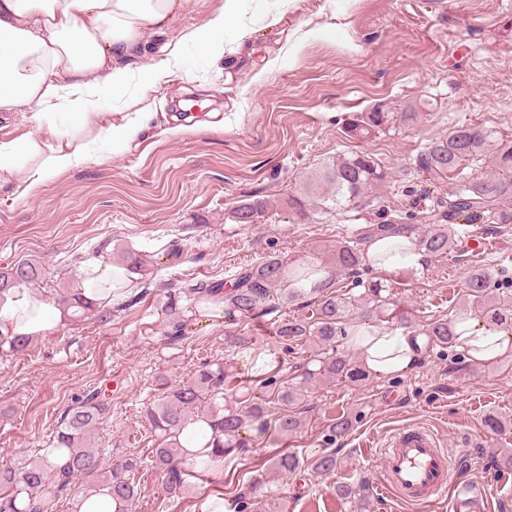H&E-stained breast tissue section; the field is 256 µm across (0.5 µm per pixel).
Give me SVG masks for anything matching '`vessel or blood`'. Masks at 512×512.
Segmentation results:
<instances>
[{
  "label": "vessel or blood",
  "mask_w": 512,
  "mask_h": 512,
  "mask_svg": "<svg viewBox=\"0 0 512 512\" xmlns=\"http://www.w3.org/2000/svg\"><path fill=\"white\" fill-rule=\"evenodd\" d=\"M382 455L378 489L387 498L432 505L447 500L454 512L485 500V477L460 482L458 458L449 455L425 426L409 423L396 428L383 443Z\"/></svg>",
  "instance_id": "1"
}]
</instances>
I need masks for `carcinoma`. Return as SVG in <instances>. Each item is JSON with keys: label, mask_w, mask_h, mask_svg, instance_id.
<instances>
[{"label": "carcinoma", "mask_w": 512, "mask_h": 512, "mask_svg": "<svg viewBox=\"0 0 512 512\" xmlns=\"http://www.w3.org/2000/svg\"><path fill=\"white\" fill-rule=\"evenodd\" d=\"M432 107L431 100L421 98L416 106L391 104L386 112L370 108L352 116L346 133L365 139L379 132L395 131L421 121ZM487 154L491 155L490 167L477 175L465 172L467 162L481 160ZM415 166L430 182L448 181V197L435 200L425 227L386 219L365 225L353 239L337 242L330 260L321 265L292 263L270 256L241 268L228 284L198 281L178 289V294L192 306L205 308L221 298L227 313L243 317H262L282 305H296L308 297L315 300L316 309L309 317L277 320L280 340L311 349L307 361L298 366L296 376L277 382L274 370L278 356L271 357L262 349L254 352L259 383L265 388L278 385L270 396H253L241 407L227 400L224 364L213 363L199 370L192 380L164 388L147 407L145 422L155 434L156 442L152 464L163 472L168 493L184 494L195 473L228 467L227 457L232 450L247 447V439L241 436L245 429L256 430L266 441L296 437L303 427V419L293 411V406L304 397L311 383L355 384L366 380L367 370L349 351L339 348L337 337L345 335L346 325L357 315L365 321L389 320L397 316L400 307L389 287L373 279H359L371 244L404 238L426 257L442 258L457 250L461 223L479 224L484 232L494 231L498 224H512V207L503 201L507 189L500 178V171L512 170V141L500 140L493 130L461 125L446 136L430 140L417 155ZM385 179L386 171L373 155L363 151L338 155L306 176L281 205L300 220L311 212L357 208ZM269 206L266 198L253 195L230 210L232 221L254 224ZM153 263L152 255L129 248L120 249L115 257V264L127 270L139 271ZM505 273L504 267L472 268L463 286L459 312L428 324L424 330L428 340L437 345L453 343L455 325L468 319L470 313L492 329L511 331L512 306L491 296L492 281ZM350 277L355 278L359 292H340L336 287L339 279ZM37 278L34 265L18 262L0 273V292L32 286ZM303 282L311 287H299ZM176 295L170 296L166 311L175 334L185 336L188 324ZM57 304L63 315L75 321L108 323L112 320L110 308L87 300L77 289L59 295ZM32 340L29 335H10L0 338V346H8L11 352H22ZM108 405L106 393L97 389L83 395L61 417L45 453L16 467L1 468L0 512H44L47 503L60 499L76 479L85 481L92 492L108 490L122 507L131 505L138 496L134 476L142 460L134 455L114 459L92 442L94 432L108 413ZM273 405L281 406L277 416L271 410ZM194 423L205 424L211 437L204 452L206 459L188 464L185 459L192 453L187 449L183 431ZM310 465L315 473H330L336 469V453L317 455ZM268 467L281 475H296L302 471L303 462L297 453L285 450L275 455ZM336 494L353 503L358 512L370 507L368 497L357 487L339 485Z\"/></svg>", "instance_id": "obj_1"}]
</instances>
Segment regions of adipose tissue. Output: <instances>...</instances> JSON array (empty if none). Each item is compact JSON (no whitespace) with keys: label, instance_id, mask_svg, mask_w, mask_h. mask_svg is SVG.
Returning a JSON list of instances; mask_svg holds the SVG:
<instances>
[{"label":"adipose tissue","instance_id":"obj_1","mask_svg":"<svg viewBox=\"0 0 512 512\" xmlns=\"http://www.w3.org/2000/svg\"><path fill=\"white\" fill-rule=\"evenodd\" d=\"M187 0H0V115L20 114L25 133L0 139V192L38 195L53 177L88 162L123 155L144 138L153 115L143 109L95 110L110 88L115 99L140 101L176 67L181 44L169 40ZM250 25L242 0L220 4L189 35L213 63L224 60L226 32ZM58 307L30 289L0 295V332L44 334L61 319ZM352 344L378 374L406 372L421 341L380 326L358 330ZM454 346L488 362L512 347V333L467 319Z\"/></svg>","mask_w":512,"mask_h":512}]
</instances>
